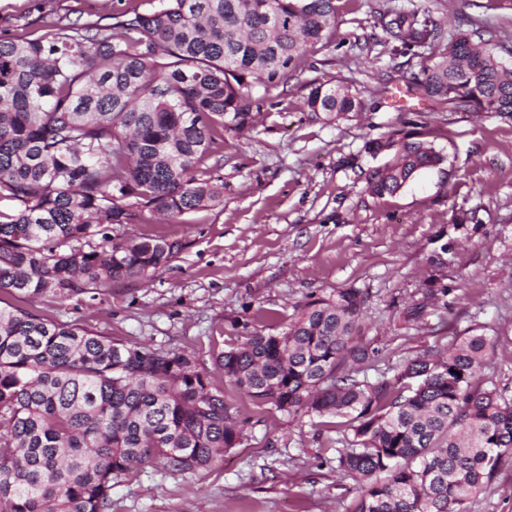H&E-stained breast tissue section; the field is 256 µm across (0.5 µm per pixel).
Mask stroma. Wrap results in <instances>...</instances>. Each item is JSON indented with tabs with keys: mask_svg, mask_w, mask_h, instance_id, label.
<instances>
[{
	"mask_svg": "<svg viewBox=\"0 0 512 512\" xmlns=\"http://www.w3.org/2000/svg\"><path fill=\"white\" fill-rule=\"evenodd\" d=\"M123 0H0V32L95 21ZM336 23L296 71L254 94V126L224 136V204L173 221L114 225L130 237L165 236L184 248L148 280L97 297L31 301L0 293V307L75 323L125 343L193 354L243 426L240 445L190 477L145 466L112 489V512H348L356 496L330 459L337 434L318 418L257 407L215 357L256 333L287 329L309 298L354 288L378 353L367 372L397 373L408 358L446 349L479 327L499 337L489 369L512 392V115L451 112L390 91L420 73L424 48L402 56L379 25L385 11H425L443 35L482 29L512 45V0H337ZM342 82L360 111L336 119L304 111L312 81ZM437 131L442 165L399 193L368 195L367 178L391 153L369 141L389 131ZM471 215L457 224L459 211ZM418 318H409L413 307ZM468 512H512V462Z\"/></svg>",
	"mask_w": 512,
	"mask_h": 512,
	"instance_id": "35a3bbf8",
	"label": "stroma"
}]
</instances>
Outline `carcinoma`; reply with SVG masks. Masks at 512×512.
Returning a JSON list of instances; mask_svg holds the SVG:
<instances>
[{"instance_id": "cac0c4a2", "label": "carcinoma", "mask_w": 512, "mask_h": 512, "mask_svg": "<svg viewBox=\"0 0 512 512\" xmlns=\"http://www.w3.org/2000/svg\"><path fill=\"white\" fill-rule=\"evenodd\" d=\"M113 23L44 24L0 37V292L71 300L146 280L183 243L122 238L114 224L175 220L224 204L207 164L224 133L252 127V92L276 87L336 22L335 0H159ZM393 43L425 44L408 90L454 111L512 114V49L476 31L441 37L426 15L381 17ZM303 107H360L342 84L310 83ZM367 181L393 195L444 157L391 134ZM356 289L312 298L278 334L220 352L224 377L259 407L347 419L336 449L349 512H468L512 458V397L486 378L500 337L474 328L439 356L374 382ZM224 391L194 356L112 340L0 308V512H112V486L140 465L183 476L242 442Z\"/></svg>"}]
</instances>
